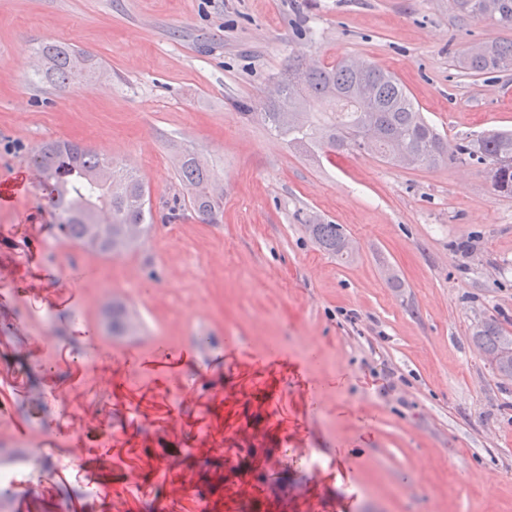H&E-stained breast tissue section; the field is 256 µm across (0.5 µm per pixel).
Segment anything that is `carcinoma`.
Returning a JSON list of instances; mask_svg holds the SVG:
<instances>
[{
    "label": "carcinoma",
    "instance_id": "1",
    "mask_svg": "<svg viewBox=\"0 0 512 512\" xmlns=\"http://www.w3.org/2000/svg\"><path fill=\"white\" fill-rule=\"evenodd\" d=\"M448 7L462 18L489 19L502 28H512V0H448ZM39 53L48 66L43 79L66 87L97 71L84 53L49 40ZM460 68L472 74L512 72V40H490L480 49H468L458 58ZM370 86L371 97H357L358 88ZM279 96L265 103L261 118L274 133L313 157L356 149V138L369 130L378 136L380 160L397 164L392 138L401 137L421 155L425 165L457 157L488 165L495 191L512 196V130L488 133L448 147V141L430 125L415 106L410 93L392 73L369 63L341 59L331 66L311 68L305 58L292 57L278 84ZM320 108L319 115L309 112ZM304 110L301 122L289 110ZM31 162L50 204L60 213L61 234L74 243L102 254L119 255L135 248L147 231V191L132 168L74 141H48L34 149ZM180 180L191 189L190 204L199 214L214 218L219 201L210 192L213 175L201 160L189 154L181 161ZM319 246L338 258L344 256L345 236L337 224H310ZM108 327L114 336L132 330L126 309L114 302L106 309ZM472 340L484 353H498L512 345V334L494 320H486Z\"/></svg>",
    "mask_w": 512,
    "mask_h": 512
}]
</instances>
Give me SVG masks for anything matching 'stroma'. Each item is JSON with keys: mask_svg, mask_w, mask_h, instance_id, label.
<instances>
[{"mask_svg": "<svg viewBox=\"0 0 512 512\" xmlns=\"http://www.w3.org/2000/svg\"><path fill=\"white\" fill-rule=\"evenodd\" d=\"M49 38L97 80L25 78ZM493 39L512 29L448 0H0V467L26 475L27 512H512V378L471 341L488 319L512 331V197L471 161L311 158L260 116L289 57H351L393 72L449 143L512 130V74L456 63ZM51 140L147 173L136 250L61 236L21 179ZM192 148L224 183L213 223L177 175ZM316 223L340 225L348 258ZM106 297L134 335L107 331ZM309 230L319 244V246L327 253L343 258L344 256V240L345 236L337 224H312Z\"/></svg>", "mask_w": 512, "mask_h": 512, "instance_id": "1", "label": "stroma"}]
</instances>
